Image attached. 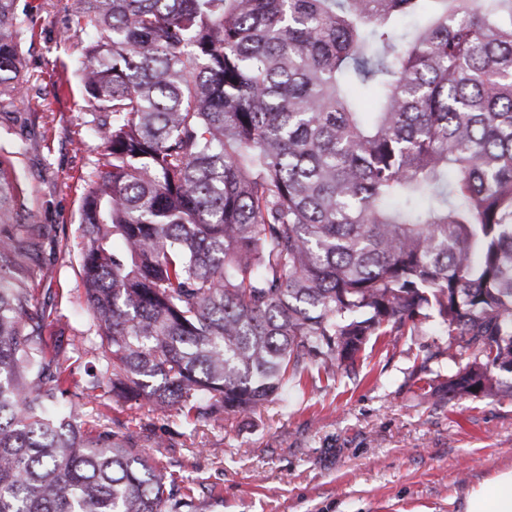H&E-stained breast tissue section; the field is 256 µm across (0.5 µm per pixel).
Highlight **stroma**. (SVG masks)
<instances>
[{
    "label": "stroma",
    "mask_w": 512,
    "mask_h": 512,
    "mask_svg": "<svg viewBox=\"0 0 512 512\" xmlns=\"http://www.w3.org/2000/svg\"><path fill=\"white\" fill-rule=\"evenodd\" d=\"M75 0H16L23 20V97H0V179L25 203L17 224L28 286L49 317L46 335L67 357L66 388L96 360L75 349L88 335L79 258L82 178L102 150L77 70ZM448 344L435 321L397 346L380 344L354 370L285 394L223 425L171 421L146 403L112 399L100 423L140 435L180 477L195 512H463L467 489L512 468V399H444L413 352Z\"/></svg>",
    "instance_id": "35a3bbf8"
}]
</instances>
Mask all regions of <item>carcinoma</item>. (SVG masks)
I'll use <instances>...</instances> for the list:
<instances>
[{
  "label": "carcinoma",
  "mask_w": 512,
  "mask_h": 512,
  "mask_svg": "<svg viewBox=\"0 0 512 512\" xmlns=\"http://www.w3.org/2000/svg\"><path fill=\"white\" fill-rule=\"evenodd\" d=\"M98 371L73 393L0 232V512H192L105 395L216 425L435 318L512 396V0H76ZM0 0V96L22 85Z\"/></svg>",
  "instance_id": "carcinoma-1"
}]
</instances>
